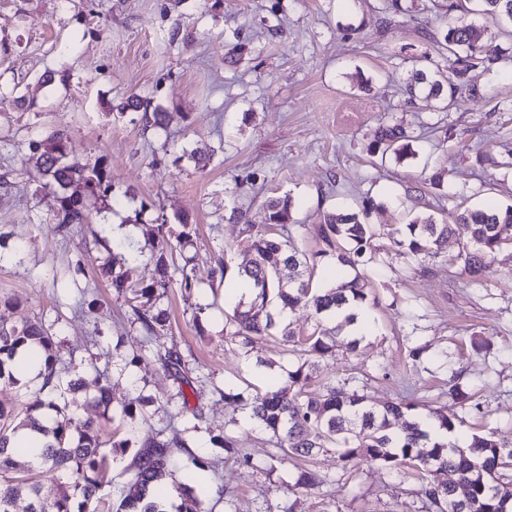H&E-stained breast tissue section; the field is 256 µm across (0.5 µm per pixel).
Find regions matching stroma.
Segmentation results:
<instances>
[{"label": "stroma", "instance_id": "obj_1", "mask_svg": "<svg viewBox=\"0 0 512 512\" xmlns=\"http://www.w3.org/2000/svg\"><path fill=\"white\" fill-rule=\"evenodd\" d=\"M444 2L401 0L403 13L383 29L387 0H0V91L27 98L23 106L0 102V321L42 320L77 372L108 373L115 400L135 390L150 397L143 437L177 414L166 404L178 382L164 357L178 351L190 404L205 419L173 477L189 483L193 458L214 461L196 487L210 512L288 504L295 512H422L414 468L345 463L329 448L311 462L323 485L302 492L296 461L259 472L225 459L212 442L227 433L265 459V434L242 402L225 403L217 389L249 399L298 364L281 338L244 348L224 334L239 304L230 294L234 270L249 259L245 227L266 225L272 197L290 196L291 221L303 228L298 242L310 254L321 247L313 229L325 213L370 202L371 257L317 270L323 285L364 278L375 298L370 334L357 352L340 346L316 360L314 385L363 390L379 409L400 397L447 403L457 377L478 403L462 414L458 445L489 430L512 443V245L496 253L479 285L463 270V240L449 238L423 262L392 242L394 229L417 216L512 204V169L495 164L512 150V23L486 20L475 0H460L448 15ZM449 25L479 28L496 58L468 68L467 89L448 108L409 93L407 79L422 55L431 72L454 67L433 40ZM48 71L58 77L42 83ZM132 96L168 112V128L122 111ZM382 125L414 135V156L373 155ZM53 131L69 135L79 159L111 173L91 227L58 232L57 197L29 167L30 143ZM193 149L207 154L205 165L189 158ZM182 217L195 232L196 286L154 300L171 329L148 344L101 278L95 242L137 255L136 277L149 284L158 277L151 230ZM222 260L230 271L220 277ZM89 302L93 310L82 312ZM136 354L140 363L130 365Z\"/></svg>", "mask_w": 512, "mask_h": 512}]
</instances>
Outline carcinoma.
<instances>
[{
    "label": "carcinoma",
    "mask_w": 512,
    "mask_h": 512,
    "mask_svg": "<svg viewBox=\"0 0 512 512\" xmlns=\"http://www.w3.org/2000/svg\"><path fill=\"white\" fill-rule=\"evenodd\" d=\"M478 2L484 18L512 21V0ZM436 43L450 53L462 50L469 59L490 57L473 26H449ZM462 75L463 70L454 68L450 74L438 77L417 62L410 70L409 90L413 92L421 86L429 95L447 101L450 107L462 90ZM122 109L144 110L146 121L153 127L168 125L167 113L147 112V106L137 97L127 99ZM374 151L383 156L390 153L398 159L415 155L411 136L398 126L380 128ZM28 162L42 184L57 195L59 207L53 218L57 230L64 232L92 223V202L107 196L110 190L111 177L102 165L75 157L70 138L63 131H54L31 143ZM266 208L268 227L246 228L252 258L238 268L237 275L249 283L251 292L247 301L226 317L225 325L231 326L226 335L240 339L244 347L252 343L254 336L279 335L300 363L287 372L286 380L277 389L257 393L249 402L251 418L271 434L270 445L275 448L259 469L271 470L274 463L287 457L310 458L325 448H334L346 463L359 459L388 469L411 463L422 472L444 467L468 486L470 512H512V443L499 441L492 432L473 436L465 448L451 439L433 442L428 432L421 429L411 404L392 402L376 410L367 405L366 396L358 391L348 393L336 386L312 388L310 368L315 359L336 349L334 330L324 326L323 321L336 317V310L351 302L363 307L370 304V292L358 277L330 288L316 283L318 262L329 259L342 265H357L372 249L374 233L360 218L366 214L364 210L327 214L323 223L314 228L323 248L308 256L291 243L290 198H271ZM157 236L163 239L162 246L152 253L151 259L160 279L151 284L134 281L133 262L125 258L116 262L111 249H106L101 258V271L111 278L113 290L130 303L166 293L171 267L180 273V287L185 292L195 287L187 271L193 258L184 256L192 245L190 233L179 232L172 243L165 236L164 225L159 224ZM450 236L466 242L465 271L479 278L489 268L493 255L503 245L512 244V205L492 212L456 205L448 210V219L440 223L430 216H417L395 230L393 242L407 245L414 258L426 260L438 256ZM176 253L183 257L181 266L175 263ZM302 301L311 304L317 319L316 328L306 336L296 334L280 319L283 310ZM132 310L148 336L157 335L169 321L164 310L153 314L136 305ZM26 347L44 351L43 367L35 376L38 397L23 412L0 405V512H15L24 492L30 498L26 512H167L166 504L156 500L155 493L172 475L176 453L189 448L187 433L201 429L202 411L189 406L186 393L180 389L167 396V403L176 402L189 411L193 425H170L140 439L139 407L146 403L145 398L134 396L118 409L107 373L95 371L92 394L86 393L87 381L83 376L76 373L64 378L55 352V336L38 320L25 319L9 326L0 322V381L19 384L11 362L19 349ZM448 395L451 405L430 407L425 418L452 436L463 423L457 411L476 409L478 404L474 403V394L458 382L449 386ZM79 410L84 417L76 416ZM116 417L122 419L125 435L112 443V451L106 452L99 441L98 421ZM394 420L400 423L397 430L391 428ZM22 429L48 438L41 459L27 468L14 459L10 447L11 438ZM125 455L130 457L124 469L126 482L118 501L108 506L101 492L112 484L115 458ZM35 468L43 474L67 476L50 501L41 497V486L32 474ZM323 483L316 472L303 470L295 487L311 490ZM174 491L179 500L173 506L174 512H207L194 488L178 485ZM421 496L430 512H445L448 486L428 481L421 485Z\"/></svg>",
    "instance_id": "1"
}]
</instances>
